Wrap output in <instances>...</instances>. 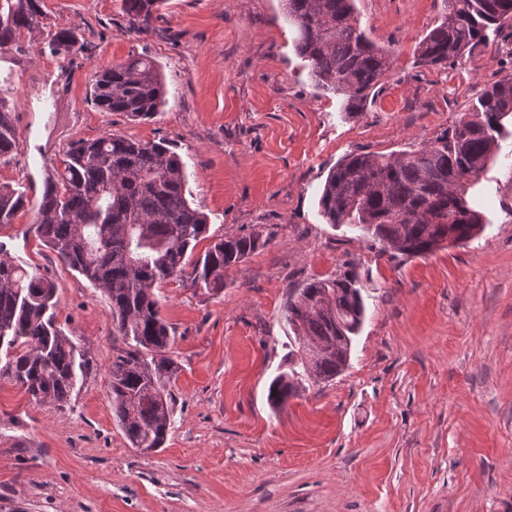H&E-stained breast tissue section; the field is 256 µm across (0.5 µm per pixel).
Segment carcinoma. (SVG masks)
I'll return each mask as SVG.
<instances>
[{"label": "carcinoma", "instance_id": "cac0c4a2", "mask_svg": "<svg viewBox=\"0 0 512 512\" xmlns=\"http://www.w3.org/2000/svg\"><path fill=\"white\" fill-rule=\"evenodd\" d=\"M165 0H122L130 29L147 33ZM297 28L293 46L314 86L344 96L361 112L392 65L391 54L362 28L353 0H285ZM43 0H0V53L44 25ZM512 25V0H443L437 24L422 39L417 60L428 67L472 52L491 28ZM81 33L61 28L45 44L53 56L75 52ZM90 97L101 112L149 121L166 104L162 73L130 55L98 73ZM14 106L0 105V159L18 152ZM512 118V77L492 84L451 127L421 146L384 155L351 153L328 174L319 206L329 224H349L382 251L426 256L453 227L468 241L482 213L466 199L499 151ZM184 163L163 140L108 135L73 143L55 178L45 182L35 229L58 258L94 287L112 309V335L122 339L108 368L112 417L133 448H162L171 429L179 363L171 356L175 328L161 314L157 286L187 277L196 288H224L227 269L267 245L257 233L226 236L192 259L206 238L207 216L192 207ZM29 203L23 186L0 183V225ZM56 286L36 271L0 260V355L4 371L36 402L69 404L85 360L57 324ZM366 306L357 280L313 278L288 298L283 317L294 332L267 400L283 407L303 381L331 382L349 366Z\"/></svg>", "mask_w": 512, "mask_h": 512}]
</instances>
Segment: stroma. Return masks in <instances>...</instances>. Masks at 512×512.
<instances>
[{"label":"stroma","mask_w":512,"mask_h":512,"mask_svg":"<svg viewBox=\"0 0 512 512\" xmlns=\"http://www.w3.org/2000/svg\"><path fill=\"white\" fill-rule=\"evenodd\" d=\"M44 3L83 47L50 55L41 29L0 60L20 137L0 183L36 199L76 141L163 140L208 216L196 254L231 234L269 243L227 271L223 290L160 285L181 369L167 441L144 454L112 417L107 296L38 238L35 209L0 226L17 265L55 282L57 321L90 361L62 408L0 372V512H512V135L468 193L485 224L467 243L395 256L318 205L348 154L428 143L512 76V26L428 67L416 49L442 0H355L394 65L351 115L343 96L313 87L282 0H167L146 34L130 32L121 0ZM133 53L165 76L168 103L149 122L89 98L95 73ZM346 272L367 306L349 367L272 409L289 294Z\"/></svg>","instance_id":"35a3bbf8"}]
</instances>
